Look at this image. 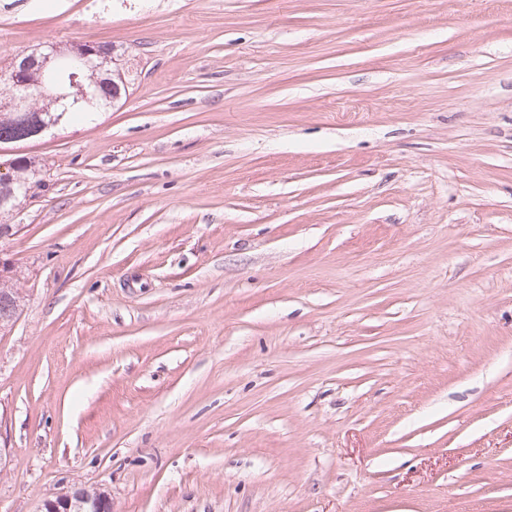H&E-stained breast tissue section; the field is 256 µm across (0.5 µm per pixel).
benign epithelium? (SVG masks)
Segmentation results:
<instances>
[{
	"instance_id": "1",
	"label": "benign epithelium",
	"mask_w": 512,
	"mask_h": 512,
	"mask_svg": "<svg viewBox=\"0 0 512 512\" xmlns=\"http://www.w3.org/2000/svg\"><path fill=\"white\" fill-rule=\"evenodd\" d=\"M116 59L92 42L62 48L46 42L31 53L10 58L4 68L0 112H31L40 90L51 89L56 111L67 113L92 103L87 72L112 73ZM19 271L15 264L0 258V297H19L12 287ZM41 512H112V499L98 487L77 486L43 503Z\"/></svg>"
}]
</instances>
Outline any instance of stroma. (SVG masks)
I'll return each instance as SVG.
<instances>
[{"label": "stroma", "mask_w": 512, "mask_h": 512, "mask_svg": "<svg viewBox=\"0 0 512 512\" xmlns=\"http://www.w3.org/2000/svg\"><path fill=\"white\" fill-rule=\"evenodd\" d=\"M127 97L5 145L0 512H512V0H0ZM18 275L19 271L15 264L0 257V296L2 299L13 296L24 298L16 288H12V282L18 278ZM39 512H112V499L98 487L77 486L46 499Z\"/></svg>", "instance_id": "stroma-1"}]
</instances>
